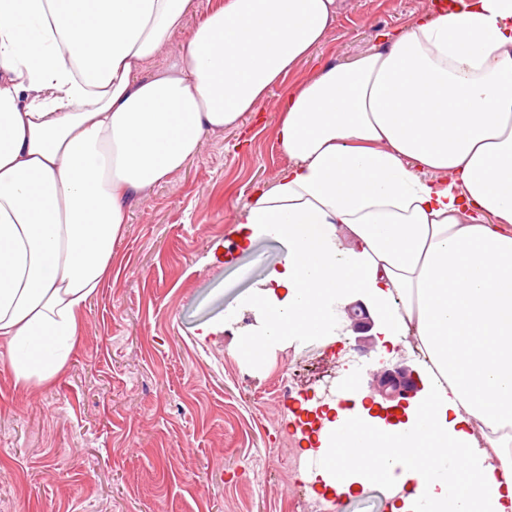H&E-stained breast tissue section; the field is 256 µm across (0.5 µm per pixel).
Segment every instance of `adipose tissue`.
<instances>
[{"label":"adipose tissue","instance_id":"adipose-tissue-1","mask_svg":"<svg viewBox=\"0 0 512 512\" xmlns=\"http://www.w3.org/2000/svg\"><path fill=\"white\" fill-rule=\"evenodd\" d=\"M192 4L0 0V364L25 388L54 380L132 203L279 86L291 163L234 229L288 245L253 302L260 342L342 338L359 292L381 335L424 354L426 399L396 424L347 373L318 435L324 487L350 496L379 470L390 512H512V0L426 6L291 86L336 0H224L147 72Z\"/></svg>","mask_w":512,"mask_h":512}]
</instances>
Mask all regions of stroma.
I'll return each mask as SVG.
<instances>
[{"label":"stroma","mask_w":512,"mask_h":512,"mask_svg":"<svg viewBox=\"0 0 512 512\" xmlns=\"http://www.w3.org/2000/svg\"><path fill=\"white\" fill-rule=\"evenodd\" d=\"M427 2L341 0L289 82L362 56ZM280 94L135 201L53 382L23 388L0 365V512H300L315 463L288 479L276 451H299L300 400L335 398L351 359L324 339L247 344L259 327L247 301L287 245L245 251L231 232L254 187L289 164L274 136Z\"/></svg>","instance_id":"1"}]
</instances>
